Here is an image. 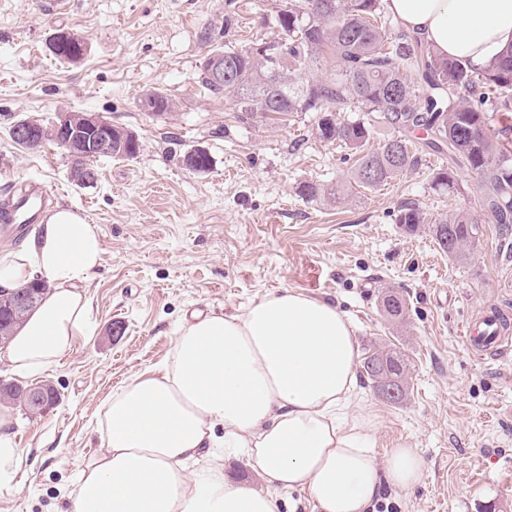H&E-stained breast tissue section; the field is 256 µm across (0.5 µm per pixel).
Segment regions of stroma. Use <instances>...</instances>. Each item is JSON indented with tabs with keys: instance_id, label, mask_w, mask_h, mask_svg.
Instances as JSON below:
<instances>
[{
	"instance_id": "obj_1",
	"label": "stroma",
	"mask_w": 512,
	"mask_h": 512,
	"mask_svg": "<svg viewBox=\"0 0 512 512\" xmlns=\"http://www.w3.org/2000/svg\"><path fill=\"white\" fill-rule=\"evenodd\" d=\"M281 0H73L69 13L47 0H0V199L15 183L39 181L52 203L97 224L102 264L93 281L92 336L45 378L59 393L45 413L19 414L14 427L26 459L0 512H65L80 460L100 447L96 417L112 390L162 363L182 319L196 311L237 313L266 293L291 288L332 302L354 323L360 352L395 344L408 363L407 395L383 400L379 449L404 440L426 463L422 484L383 487L375 512H512V351L479 358L459 324L495 304L512 320V230L485 223L467 261L448 259L427 232L405 234L400 201L416 200L427 222L479 213L482 187L462 173L457 193L431 187L447 156L420 165L379 191L355 189L345 203L309 201L304 182L351 179L350 149L320 141L310 113L286 122L239 119L231 101L205 90L203 34L241 46L273 38ZM236 25L224 27L227 14ZM83 36L84 58L69 64L47 49L58 29ZM174 104L152 115L148 92ZM64 111L92 112L134 131L131 159L100 158L97 179L81 185L52 145L28 150L13 123L49 124ZM205 148L209 170L183 168ZM406 296V323L389 322L381 289ZM119 323L121 334L109 332Z\"/></svg>"
}]
</instances>
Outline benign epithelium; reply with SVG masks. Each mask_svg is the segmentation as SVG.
Returning a JSON list of instances; mask_svg holds the SVG:
<instances>
[{"label": "benign epithelium", "mask_w": 512, "mask_h": 512, "mask_svg": "<svg viewBox=\"0 0 512 512\" xmlns=\"http://www.w3.org/2000/svg\"><path fill=\"white\" fill-rule=\"evenodd\" d=\"M112 122L90 112H61L53 122L54 142L70 158L85 160L112 150ZM13 138L23 147L35 150L45 143L43 136L28 123L18 122L13 127ZM35 290L0 289V304L7 303L18 314L31 308ZM29 410L43 412L54 404V390L44 383L28 388Z\"/></svg>", "instance_id": "obj_1"}]
</instances>
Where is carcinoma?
<instances>
[{
	"instance_id": "cac0c4a2",
	"label": "carcinoma",
	"mask_w": 512,
	"mask_h": 512,
	"mask_svg": "<svg viewBox=\"0 0 512 512\" xmlns=\"http://www.w3.org/2000/svg\"><path fill=\"white\" fill-rule=\"evenodd\" d=\"M279 35L248 46H209L199 82L217 98L232 100L243 119L281 118L296 112L315 113L319 139L337 143L357 155L353 183L368 191L416 168L425 149L448 150L454 164L482 181L481 211L485 219L505 227L512 224V142L492 139L486 132V113H512V47L483 69H470L441 58L420 37L398 30L386 18L382 0H286L277 12ZM85 41L78 34L57 30L48 48L58 59L75 63ZM224 55L229 77L218 85L208 73L211 60ZM330 63L326 79L306 77L313 64ZM145 112L163 114L174 108L162 92L140 100ZM348 109L370 115V121L345 120L336 111ZM390 135L371 144L376 129ZM462 181L440 169L432 182L439 191L458 192ZM351 187H321L305 183L299 193L310 201L335 203ZM395 223L413 234L425 224L419 205L398 206ZM439 248L454 260L466 258L475 244L479 221L468 212L428 226ZM386 317L406 320L408 304L400 292H381ZM8 308L0 307V342L12 338L15 325ZM408 364L393 344L374 347L364 358L362 376L377 389L391 377L407 386ZM0 401L25 404L21 386L0 389Z\"/></svg>"
}]
</instances>
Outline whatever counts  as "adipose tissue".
<instances>
[{
  "label": "adipose tissue",
  "instance_id": "ef3b65f1",
  "mask_svg": "<svg viewBox=\"0 0 512 512\" xmlns=\"http://www.w3.org/2000/svg\"><path fill=\"white\" fill-rule=\"evenodd\" d=\"M442 58L480 69L512 44V0H385ZM97 225L59 207L27 245L0 254V287H49L4 351L19 379L43 375L94 331L89 288L102 262ZM359 348L333 303L291 288L234 314H194L159 366L136 375L97 417L100 450L82 461L71 512H278L277 492L307 491L315 512H372L382 485L411 490L424 462L396 442L378 457L381 417L360 399ZM0 409V492L23 457ZM246 454L269 485L224 476Z\"/></svg>",
  "mask_w": 512,
  "mask_h": 512
}]
</instances>
